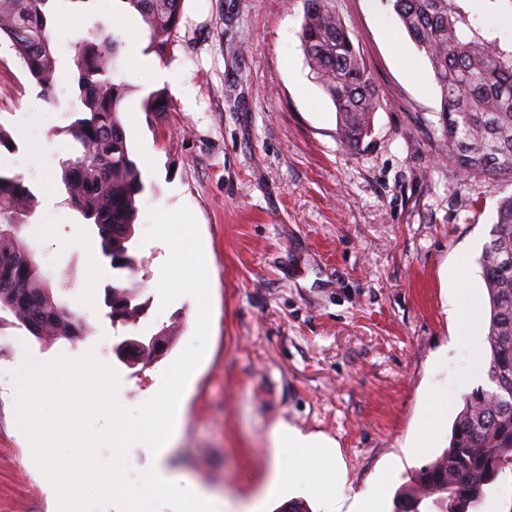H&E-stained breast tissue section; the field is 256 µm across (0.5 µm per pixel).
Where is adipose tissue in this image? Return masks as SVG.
Here are the masks:
<instances>
[{
	"instance_id": "1",
	"label": "adipose tissue",
	"mask_w": 512,
	"mask_h": 512,
	"mask_svg": "<svg viewBox=\"0 0 512 512\" xmlns=\"http://www.w3.org/2000/svg\"><path fill=\"white\" fill-rule=\"evenodd\" d=\"M272 443L274 456L263 497L240 502L199 487L187 512H264L267 498L286 499L294 490L318 497L325 512H383L381 491L346 494L328 442L280 423L272 432Z\"/></svg>"
}]
</instances>
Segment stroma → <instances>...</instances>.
Returning <instances> with one entry per match:
<instances>
[{"mask_svg":"<svg viewBox=\"0 0 512 512\" xmlns=\"http://www.w3.org/2000/svg\"><path fill=\"white\" fill-rule=\"evenodd\" d=\"M334 6L384 102L364 151L340 143L335 108L311 78L299 36L303 0H184L160 55L148 51L145 23L122 0H95L96 18L125 43L117 77L132 94L121 120L145 183L131 250L145 313L134 329L107 318L105 291L119 273L58 184L71 153L70 58L86 20L76 9L71 22L53 18L54 103L0 42V124L17 144L0 153V167L22 174L37 196L22 237L54 300L87 324L76 342L0 326V512H53L26 462L6 375L24 353L48 361L96 349L119 375L120 404L134 408L192 338L194 299L164 308L154 286L164 250L145 233L158 206L192 211L211 278L207 350L170 459L191 484L258 492L281 421L334 444L348 493L386 485L384 512H394L408 472L447 447L463 394L490 388L488 376L468 378L472 359L488 360L489 301L477 259L512 184L467 180L449 162L433 72L390 0ZM463 7L488 38L512 44L503 29L512 0ZM151 63L181 75L180 85L164 87L171 109L160 114L140 107L159 87ZM460 259L481 291L464 327L450 314L457 286L449 273ZM161 330L172 344L149 366L115 356L116 342ZM465 331L468 347L459 342ZM440 401L447 408L427 447L407 453Z\"/></svg>","mask_w":512,"mask_h":512,"instance_id":"1","label":"stroma"}]
</instances>
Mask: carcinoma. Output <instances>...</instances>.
<instances>
[{
    "label": "carcinoma",
    "mask_w": 512,
    "mask_h": 512,
    "mask_svg": "<svg viewBox=\"0 0 512 512\" xmlns=\"http://www.w3.org/2000/svg\"><path fill=\"white\" fill-rule=\"evenodd\" d=\"M51 0H0V39L10 42L29 79L43 97L57 100V67L48 20ZM147 26L149 48L158 53L180 21L183 0H121ZM393 11L429 60L440 91L439 124L448 158L474 180L512 179V47L489 39L470 19L461 0H390ZM301 42L313 79L331 99L338 115L337 134L350 150L367 148L373 118L381 107L367 66L333 0H304ZM123 42L97 24L74 45V87L65 133L75 143L73 156L61 162L65 202L86 224L94 225L102 253L112 269L131 273L130 254L144 192L142 172L132 158L121 113L131 89L114 79ZM157 90L143 97L146 112L167 111ZM36 195L18 173L0 168V324L29 328L27 310L41 317L36 338L57 336L78 341L86 324L67 317L52 296V284L20 238L35 214ZM479 263L490 300L486 342L491 389L462 397L448 448L408 475L395 512H479L498 478L512 474V194L499 199L490 240ZM26 288L37 304L14 297ZM136 289L119 283L105 299L112 323L137 326L143 305ZM170 338L157 350L142 348L128 364L163 356Z\"/></svg>",
    "instance_id": "1"
}]
</instances>
